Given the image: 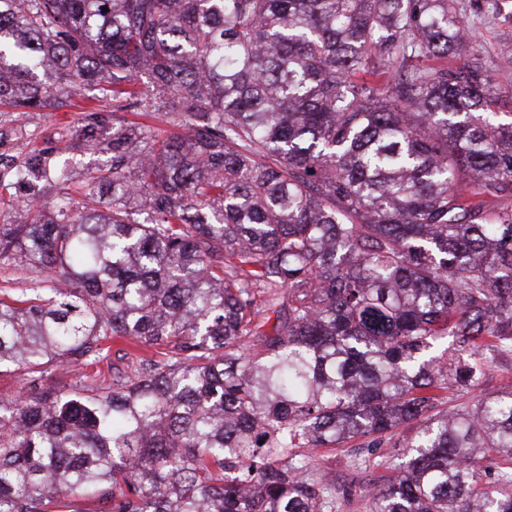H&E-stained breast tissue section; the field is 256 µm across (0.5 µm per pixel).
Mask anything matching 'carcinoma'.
<instances>
[{
	"instance_id": "cac0c4a2",
	"label": "carcinoma",
	"mask_w": 512,
	"mask_h": 512,
	"mask_svg": "<svg viewBox=\"0 0 512 512\" xmlns=\"http://www.w3.org/2000/svg\"><path fill=\"white\" fill-rule=\"evenodd\" d=\"M467 39L457 0H0L1 106L115 101L77 128L106 210L47 151L0 172V266L55 284L0 299V512H336L310 450L407 424L371 512H512V390L446 408L512 355V121Z\"/></svg>"
}]
</instances>
